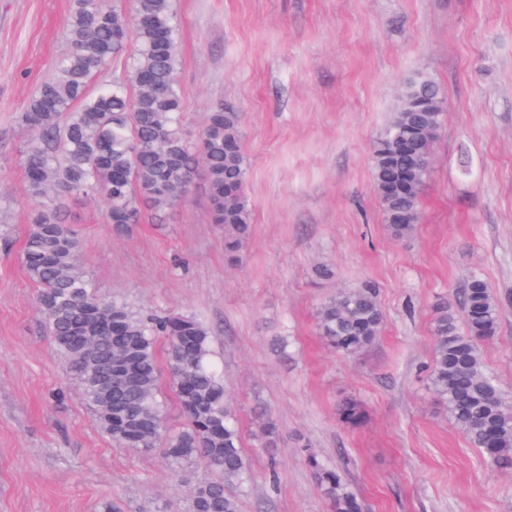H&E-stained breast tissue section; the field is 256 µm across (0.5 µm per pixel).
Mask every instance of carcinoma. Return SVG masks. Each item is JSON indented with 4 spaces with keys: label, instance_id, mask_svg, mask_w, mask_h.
Here are the masks:
<instances>
[{
    "label": "carcinoma",
    "instance_id": "1",
    "mask_svg": "<svg viewBox=\"0 0 512 512\" xmlns=\"http://www.w3.org/2000/svg\"><path fill=\"white\" fill-rule=\"evenodd\" d=\"M134 51L112 84L95 78L127 45ZM179 45L173 0H134L129 19L110 0H72L66 49L54 74L37 85L21 116L31 132L23 150L31 213L21 263L38 287L37 306L66 368L81 386L100 428L120 447L163 449L174 464L203 460L216 476L191 490L190 512H240L229 485L243 482L246 460L234 409L212 358L208 328L191 316L152 318L120 300L98 298L80 264L79 238L67 222L71 199L102 195L110 224H132L139 208L156 214L185 198L194 176L209 187L214 222L224 248L238 251L251 234L244 188L248 166L241 150V114L219 103L208 113L196 144L180 123ZM444 97L423 75L406 83L400 104L372 144V175L387 230L408 236L430 172L432 144L444 119ZM317 332L349 355L380 335L384 316L376 286L342 290L317 309ZM499 303L489 284L470 277L461 312L446 300L434 307L430 390L449 419L484 460L512 470V406L486 371L478 341L496 335ZM167 341L170 370L186 424L164 429L155 347ZM340 420L358 427L362 403L344 399ZM279 431L260 425L261 445L277 447ZM331 512H363L344 476L307 458Z\"/></svg>",
    "mask_w": 512,
    "mask_h": 512
}]
</instances>
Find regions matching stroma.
I'll list each match as a JSON object with an SVG mask.
<instances>
[{
    "instance_id": "obj_1",
    "label": "stroma",
    "mask_w": 512,
    "mask_h": 512,
    "mask_svg": "<svg viewBox=\"0 0 512 512\" xmlns=\"http://www.w3.org/2000/svg\"><path fill=\"white\" fill-rule=\"evenodd\" d=\"M182 125L198 140L217 103L240 112L252 232L224 249L209 190L137 223L73 203L97 294L210 330L252 480L241 512H330L307 464L345 473L364 512H512V474L490 468L427 385L433 306L470 276L499 300L480 344L512 402V0H175ZM71 0H0V512H187L189 485L161 449L118 447L58 356L20 262L28 218L21 122L65 49ZM432 79L445 119L420 220L386 229L372 143L404 84ZM471 166L462 169L461 156ZM327 267L329 276L315 274ZM373 283L384 326L345 356L316 309ZM365 423L345 426L346 398ZM276 423L260 447L255 410ZM338 415L340 420L349 427H358L366 419L365 408L354 398H346L339 404Z\"/></svg>"
}]
</instances>
